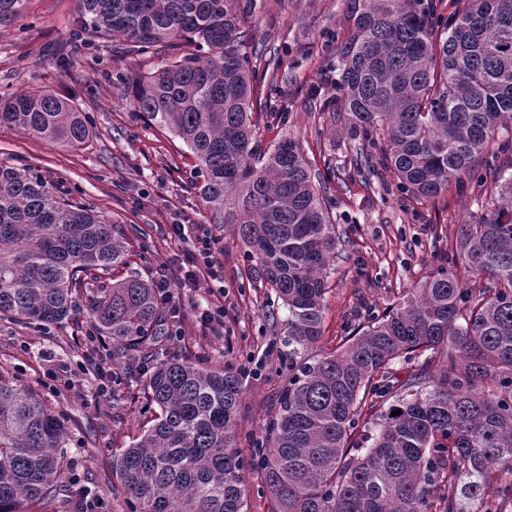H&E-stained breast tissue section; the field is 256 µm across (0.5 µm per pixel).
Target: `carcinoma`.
Segmentation results:
<instances>
[{
    "mask_svg": "<svg viewBox=\"0 0 512 512\" xmlns=\"http://www.w3.org/2000/svg\"><path fill=\"white\" fill-rule=\"evenodd\" d=\"M25 2L0 0V28ZM77 2L73 50L122 37L126 53L157 60L112 85L187 146L209 223L234 225L288 310V386L246 461L237 426L246 371L167 356L155 282L130 276L98 287L126 263L113 225L31 168L0 164V319L45 330L86 296L90 322L112 340L92 359L141 377L158 407L112 459V489L127 512H246L251 478L272 512H505L512 176L485 154L512 152V0H461L447 16L434 0H347L335 71L355 145L350 177L416 199L475 179L497 185L498 197L460 225L454 252L468 282L445 267L429 273L316 359L309 350L322 337L336 222L298 141L258 147L245 30L258 0ZM0 128L67 147L91 135L83 113L50 90L0 97ZM401 363L418 369L401 381ZM389 395L395 404L365 422V409ZM362 428L366 448L352 443ZM68 444L55 407L0 370V512H40L61 491L82 493Z\"/></svg>",
    "mask_w": 512,
    "mask_h": 512,
    "instance_id": "cac0c4a2",
    "label": "carcinoma"
}]
</instances>
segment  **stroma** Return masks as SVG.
Listing matches in <instances>:
<instances>
[{"instance_id":"stroma-1","label":"stroma","mask_w":512,"mask_h":512,"mask_svg":"<svg viewBox=\"0 0 512 512\" xmlns=\"http://www.w3.org/2000/svg\"><path fill=\"white\" fill-rule=\"evenodd\" d=\"M75 10L76 0H28L17 20L0 29V96L53 91L91 117L93 132L82 146L69 148L1 128L0 163L34 168L134 239L126 265L112 270L111 279L174 276L192 242L171 238L169 224L208 222L190 180L196 160L178 139L131 111L113 89L116 72L147 66L122 52V39H115L111 50L61 58ZM344 12L345 0H261L245 25L248 52L265 75L253 114L262 146L292 136L314 171L336 172L327 194L343 234L328 270L323 336L312 349L316 355L333 350L347 325L400 301L452 250L459 225L472 222L480 206H491L497 196L493 187L481 192L471 184L461 191L452 184L441 195L418 201L346 184L355 148L344 135L332 132L336 75L335 50L329 45L341 30ZM273 54L283 61L280 70L266 66ZM213 231L224 243L218 256L224 271V336L204 335L196 320L193 306L202 302L203 291L177 288L173 294L181 304L185 332L182 340L169 342V354L232 363L249 354L261 357L256 374L245 382L238 413L240 433L258 434L288 383L277 355L264 353L269 341H281L288 312L275 303L271 286L242 241L234 238L232 225L217 224ZM87 315L88 303L80 297L72 319L47 334L1 321L0 366L62 413L72 469L103 502L105 512H125L123 498L113 496L103 478L113 453L128 447L155 415L142 381L125 376L113 382V390L124 398L122 409L113 415L100 413V397L82 376L54 390L41 383V351H51L57 363H66L76 348L72 334Z\"/></svg>"}]
</instances>
